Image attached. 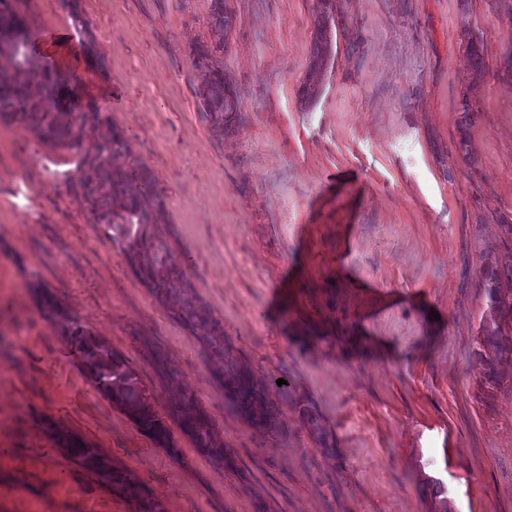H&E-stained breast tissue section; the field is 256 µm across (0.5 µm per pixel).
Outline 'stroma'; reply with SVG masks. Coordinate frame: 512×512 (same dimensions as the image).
I'll list each match as a JSON object with an SVG mask.
<instances>
[{"label":"stroma","mask_w":512,"mask_h":512,"mask_svg":"<svg viewBox=\"0 0 512 512\" xmlns=\"http://www.w3.org/2000/svg\"><path fill=\"white\" fill-rule=\"evenodd\" d=\"M335 3L334 61L306 108L317 0H226L219 60L241 123L220 138L190 58L216 39L210 0H79L93 57L62 0H6L30 31L63 32L45 65L150 169L176 261L233 356L285 380L286 433L231 409L201 342L83 203L77 151L0 120V512H512V322L498 377L482 345L483 274L512 267V0ZM468 23L485 69L467 121ZM40 287L158 415L175 389L192 396L233 468L174 424L178 458L161 449L98 389ZM65 436L124 484L84 469Z\"/></svg>","instance_id":"obj_1"}]
</instances>
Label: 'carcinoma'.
I'll use <instances>...</instances> for the list:
<instances>
[{
    "label": "carcinoma",
    "instance_id": "1",
    "mask_svg": "<svg viewBox=\"0 0 512 512\" xmlns=\"http://www.w3.org/2000/svg\"><path fill=\"white\" fill-rule=\"evenodd\" d=\"M318 24L313 42L310 72L300 88L299 99L303 106L314 103L321 89L324 70L332 57V37L336 28V10L333 0H317ZM209 24L217 30H227L229 15L224 0H211ZM466 54L472 71H484L481 39L472 27L465 29ZM224 50V43L211 47H194L193 67L197 79V94L202 111L211 129L219 136L229 133L239 123V102L232 87L224 81V71L213 54ZM66 91L63 79L52 77L43 67L30 47L28 33L20 19L0 10V119L30 121L41 137L58 145L76 147L80 159L76 172L83 189L84 202L96 223L112 230V239L121 241L130 266L142 281L158 296L168 299L171 285L177 283L182 296L177 315L193 335L203 344L209 358L218 360L213 372L215 381L224 388V395L231 408L252 427L268 436H281L285 426L274 410L272 391L280 389L276 382L257 378L243 364L231 356V349L224 342V332L211 318L192 284L172 255L160 224L164 223V206L146 208L140 197L152 189V175L146 165L129 152L123 134L89 107L84 112H44L42 101L59 99ZM99 129L98 138L84 143L86 125ZM512 281V269L487 274L486 288L492 311L505 318L512 316V290L503 293L502 280ZM42 302L48 314L55 318L61 330L71 337L73 345L90 368L98 388L112 399L140 428L154 436L159 445L172 457L178 450L172 442L164 420L153 410L149 400L138 389L123 364L91 334L78 324L55 301L48 291H43ZM307 424L316 432L324 449L329 450L327 433L319 426L315 415L307 408L300 410ZM168 417L179 423L182 431L202 453L216 463L233 466V460L217 444L212 425L202 409L192 414L184 412L182 404H172ZM65 450L78 458L88 469L109 476L132 495L138 490L112 472L105 459L91 448H82L67 440Z\"/></svg>",
    "mask_w": 512,
    "mask_h": 512
}]
</instances>
